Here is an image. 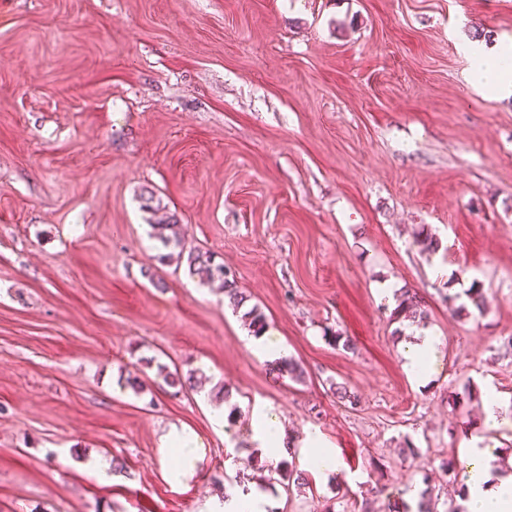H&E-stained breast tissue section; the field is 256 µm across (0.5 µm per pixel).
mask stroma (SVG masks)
<instances>
[{
	"mask_svg": "<svg viewBox=\"0 0 512 512\" xmlns=\"http://www.w3.org/2000/svg\"><path fill=\"white\" fill-rule=\"evenodd\" d=\"M474 36L512 41V0H10L0 512H210L227 449L253 452L257 405L293 439L318 429L342 463L274 482L268 512L409 505L426 483L440 512L460 501L440 459L487 388L512 401V86L474 85L459 48ZM148 191L185 249L223 260L302 380L254 352L223 290L160 262ZM473 282L489 310L457 314L448 297ZM386 284L445 341L427 386L404 368L412 324L392 320ZM227 401L218 433L204 406ZM181 423L205 457L176 485L159 438ZM90 458L121 466L104 483Z\"/></svg>",
	"mask_w": 512,
	"mask_h": 512,
	"instance_id": "stroma-1",
	"label": "stroma"
}]
</instances>
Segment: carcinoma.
Instances as JSON below:
<instances>
[{
    "label": "carcinoma",
    "mask_w": 512,
    "mask_h": 512,
    "mask_svg": "<svg viewBox=\"0 0 512 512\" xmlns=\"http://www.w3.org/2000/svg\"><path fill=\"white\" fill-rule=\"evenodd\" d=\"M153 236L161 242L165 248H176L177 253L169 252L161 256V260H175L179 263L186 262L189 273L199 278V280L211 285L218 283L224 288V295L229 298L231 306L236 311H242V319L247 323L249 331L254 336L262 335L268 326L265 314L258 306L246 307L247 296H245L224 272V264L216 261L214 254L200 249L185 251L181 248V238L179 236V223L175 215L169 214L164 220L152 225ZM469 304H460L457 309L465 312L467 306L474 307L478 313H483L486 308V298L483 289L472 285L465 290ZM397 306L394 308L391 317L394 320L406 318H425V312L420 309L417 297L408 291L395 294ZM278 474L281 478L291 480L298 485L305 484L306 477L299 472L293 463L283 460L278 466L270 464L256 463L251 468V472H236L233 483L242 488V494L248 493V484L255 483L259 486L269 484L272 481V474Z\"/></svg>",
    "instance_id": "1"
}]
</instances>
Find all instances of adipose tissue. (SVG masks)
Returning <instances> with one entry per match:
<instances>
[{
	"label": "adipose tissue",
	"instance_id": "obj_1",
	"mask_svg": "<svg viewBox=\"0 0 512 512\" xmlns=\"http://www.w3.org/2000/svg\"><path fill=\"white\" fill-rule=\"evenodd\" d=\"M463 50L477 60L475 78L479 84L495 86L512 81V42L487 52L477 43L466 41ZM442 340L427 331L417 332L404 352V366L419 382L427 381ZM478 433L468 435L461 447L460 461L464 465L459 476L466 512H512V472L502 471L496 456L485 445L483 434L512 428V418L503 409L494 390H487L483 412L477 423ZM251 444L265 456L278 459L285 451L288 437L281 424L268 417L262 409H255ZM160 452L167 472L175 483L195 478L204 450L198 437L189 428L171 427L160 439Z\"/></svg>",
	"mask_w": 512,
	"mask_h": 512
}]
</instances>
